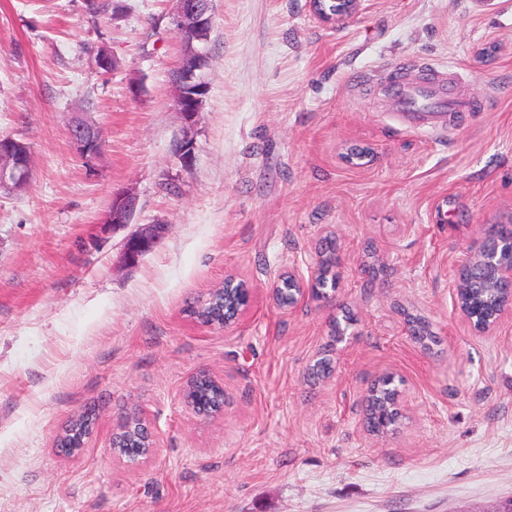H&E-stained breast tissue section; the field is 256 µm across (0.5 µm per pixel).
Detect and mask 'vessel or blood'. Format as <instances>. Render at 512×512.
Here are the masks:
<instances>
[{
	"instance_id": "b4317fda",
	"label": "vessel or blood",
	"mask_w": 512,
	"mask_h": 512,
	"mask_svg": "<svg viewBox=\"0 0 512 512\" xmlns=\"http://www.w3.org/2000/svg\"><path fill=\"white\" fill-rule=\"evenodd\" d=\"M392 79L395 84L392 99L409 126L437 130L445 127L447 117L465 122L473 113V101L459 97L453 85L436 77L434 69H423L414 77L404 71L396 72Z\"/></svg>"
}]
</instances>
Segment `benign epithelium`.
Listing matches in <instances>:
<instances>
[{
	"mask_svg": "<svg viewBox=\"0 0 512 512\" xmlns=\"http://www.w3.org/2000/svg\"><path fill=\"white\" fill-rule=\"evenodd\" d=\"M322 0H313L316 14L328 22L352 14L358 0L328 12L322 8ZM176 27L185 44V56L179 65V73L174 82L176 88V107L182 120V136L174 144V152L186 164L192 160L193 141L191 132L197 124L207 84L203 80L202 71L207 65L208 52L202 34L211 26L212 17L210 3L206 0H177ZM71 135L77 150L86 157L99 153L101 138L97 136V128L90 125L82 117L77 116L71 124ZM29 177V151L26 144L13 138L0 139V188L19 190ZM137 208V198L129 190H120L113 194L112 202L106 214L105 223L112 228L125 227L132 222ZM163 224H140L137 229L128 233L122 245L121 263L128 267H136L157 245L163 235ZM494 235L489 234L477 238L469 247L465 262L467 267H476L481 271L476 287L485 292H494L503 282L512 283V259L507 261L498 256V249L493 247ZM320 273L316 269L306 278L297 271L290 269L280 275L279 280H288L292 295L288 302L280 298L278 284H273L271 297L280 308H293L300 301L316 291L315 280ZM470 286L462 279H456L453 297L458 313L466 322L473 335L491 336L499 325L504 314L512 310V295L500 302L496 316L485 321L476 322L467 316L466 305ZM181 400L194 414L204 417H216L224 413V404H219L213 411H206L196 404L187 391H182Z\"/></svg>",
	"mask_w": 512,
	"mask_h": 512,
	"instance_id": "benign-epithelium-1",
	"label": "benign epithelium"
}]
</instances>
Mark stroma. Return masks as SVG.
Masks as SVG:
<instances>
[{
    "instance_id": "stroma-1",
    "label": "stroma",
    "mask_w": 512,
    "mask_h": 512,
    "mask_svg": "<svg viewBox=\"0 0 512 512\" xmlns=\"http://www.w3.org/2000/svg\"><path fill=\"white\" fill-rule=\"evenodd\" d=\"M106 2L0 0V138L30 149L26 185L0 190V512H495L512 498V315L472 335L452 292L471 242L512 229V0H358L337 23L311 0H211L187 166L176 0ZM426 61L466 75L469 123L399 119L382 78ZM78 112L95 157L72 142ZM355 147L370 158L345 162ZM123 189L134 223L167 227L131 269L104 222ZM328 240L335 288L277 307L273 282L309 275ZM229 275L248 310L202 326L193 307ZM323 357L332 373L309 378ZM200 373L223 382V416L184 407ZM384 376L403 417L379 438L364 396ZM89 408L85 449L62 455ZM131 411L150 461L112 456ZM97 128L80 116H76L71 124V135L77 150L86 157L95 156L101 148V138L97 136ZM99 132V131H98Z\"/></svg>"
}]
</instances>
